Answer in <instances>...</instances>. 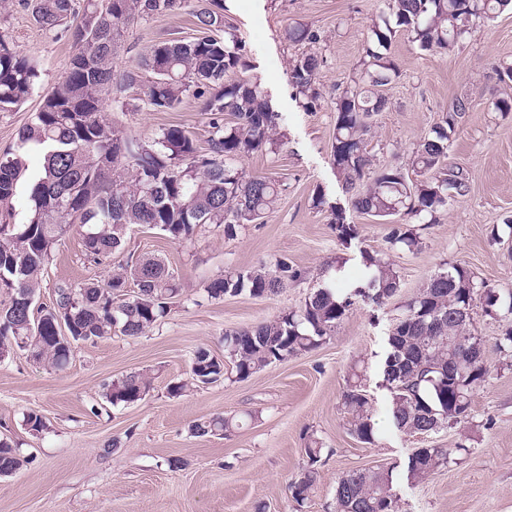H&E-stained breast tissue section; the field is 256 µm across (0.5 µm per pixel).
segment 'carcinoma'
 I'll list each match as a JSON object with an SVG mask.
<instances>
[{
  "mask_svg": "<svg viewBox=\"0 0 512 512\" xmlns=\"http://www.w3.org/2000/svg\"><path fill=\"white\" fill-rule=\"evenodd\" d=\"M186 0H86L80 23L73 0H30L35 21L46 32L69 34L77 46L64 75L20 131L15 148L0 155V205L12 203L28 156L38 153L42 165L28 184L30 218L25 224H0V291L8 303L0 308V363L22 352L35 364L55 371L68 368L73 350L63 333L95 343L119 333L145 335L171 311L181 283L157 257L127 260L112 271L105 286L95 282L62 283L54 299L36 305L41 275L63 237L75 231L90 262L102 265L123 252L130 227L146 226L183 243L202 224L224 225V236L245 224H257L273 211L281 194L270 176H248L241 159L263 149L278 151V114L260 84L239 76L246 67L242 44L224 28L223 0H205L197 10L200 28L209 34L190 41H162L142 49L124 71L119 88L135 89L137 100L152 111L177 108L192 96L209 115L208 149L197 147L180 126L164 128L150 141L130 138L104 116V95L111 88L113 48L121 26L135 18L165 15ZM512 0H386L387 17L365 42L359 70L336 97L333 163L348 188L362 186L355 207L387 218L416 217L434 224L450 196L468 192V178L448 165V148L459 122L470 109L458 100L442 122L412 152L410 168L372 167L367 136L372 116L386 99L375 89L399 76L389 56L397 29L426 52H448L481 22ZM293 46H314L320 33L309 26L287 31ZM323 57L301 53L290 79L302 107L313 109L319 97L315 79ZM37 69L0 36V111L24 104L33 94ZM230 115L227 121L224 115ZM418 180L413 181L409 172ZM387 243L412 252L420 238L411 229L394 227ZM369 270L366 285L339 295L330 285L316 289L298 310L224 333V358L197 349L190 360V381L169 386L174 397L190 386L224 378L230 363L239 378L290 356L308 352L330 338L358 300L382 305L400 288L393 267L379 255L362 254ZM304 271L279 258L263 269H229L204 285L205 296L222 300L247 294L272 296ZM473 305L506 323L496 347L512 360V292L502 296L486 281L457 262L445 266L404 305L388 336L380 365L381 386L389 393L392 425L407 434H426L469 422L471 397L490 374L475 320L463 321L457 309ZM150 376L134 372L103 388L113 406L145 398ZM349 430L364 443L374 442V408L353 382L342 396ZM235 426L232 417L197 421L199 436L221 435ZM309 467L288 489L299 504L308 499L317 479L322 444L313 438L304 448ZM467 449L420 448L408 457L406 479L419 483L441 467L458 464ZM28 459L0 439V476L19 471ZM337 512H398L392 475L359 469L336 485Z\"/></svg>",
  "mask_w": 512,
  "mask_h": 512,
  "instance_id": "carcinoma-1",
  "label": "carcinoma"
}]
</instances>
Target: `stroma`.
Masks as SVG:
<instances>
[{"mask_svg": "<svg viewBox=\"0 0 512 512\" xmlns=\"http://www.w3.org/2000/svg\"><path fill=\"white\" fill-rule=\"evenodd\" d=\"M198 4L188 0L175 13L124 25L115 46V73L146 46L200 36ZM383 18L384 0H224L225 23L244 46L246 74L258 80L284 136L279 152H255L240 166L247 175L280 180V200L264 223L244 225L231 238L219 224L199 226L188 243L133 228L127 253L163 259L182 283L184 294L170 315L146 335L79 346L62 372L22 354L0 363V437L18 442L29 459L12 476L0 477V512H336L339 478L368 467L391 471L399 512H512V367L495 346L500 322L477 318L491 376L472 396L469 423L428 435L398 431L389 422V395L379 377L404 301L445 262L466 265L501 294L512 292V239L504 226L512 217V112L494 107L500 89L496 68L512 64V10L481 24L446 54L421 51L401 32L392 41L399 75L380 89L387 105L368 137L374 166L406 164L456 99L472 103L448 149V162L466 173L469 191L450 201L437 223L415 225L421 246L413 252L388 249L391 223L355 209L354 195L332 160L336 97L370 30ZM296 24L321 33L320 98L309 111L289 81L299 50L289 44L286 30ZM0 35L40 73L24 105L0 112L2 153L14 148L76 45L72 38L58 40L42 31L24 0H0ZM136 96L133 89L122 92L123 108L106 100L107 119L142 140L177 125L207 149L210 128L200 100L189 97L177 109L152 112L134 107ZM340 218L355 225V239L338 238ZM365 252L387 253L400 277V290L383 305L360 303L313 351L245 379L229 374L183 396L169 395V383L188 380L196 349L223 357L226 330L299 308L323 285L361 283ZM280 257L305 270L306 278L271 297L203 299L204 283L226 268L257 269ZM108 278V269L89 262L81 238L71 233L46 266L40 300L52 301L63 282L103 285ZM354 369L363 372L362 388L375 410L371 444L350 434L340 410ZM137 371L151 377L146 397L131 405L106 402L104 385ZM32 411L47 424L37 436L23 426ZM216 415H243L247 421L224 436L192 434L196 420ZM313 438L321 441L323 454L317 483L300 506L288 485L307 466L304 448ZM460 443L469 452L458 465L423 482H407L406 463L417 449ZM172 457L183 459L181 469L168 467Z\"/></svg>", "mask_w": 512, "mask_h": 512, "instance_id": "obj_1", "label": "stroma"}]
</instances>
